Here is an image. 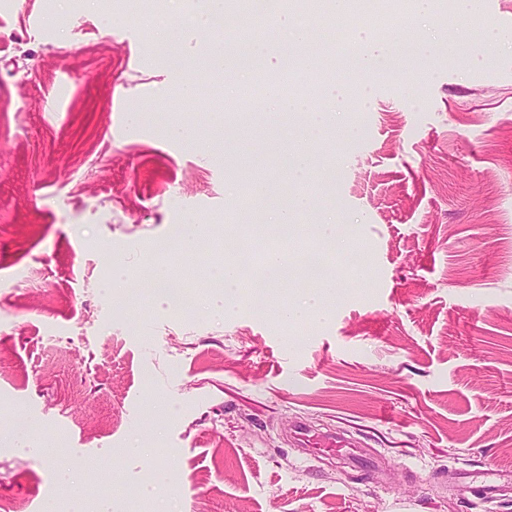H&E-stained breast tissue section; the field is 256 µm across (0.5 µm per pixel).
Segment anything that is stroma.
Segmentation results:
<instances>
[{"instance_id":"35a3bbf8","label":"stroma","mask_w":512,"mask_h":512,"mask_svg":"<svg viewBox=\"0 0 512 512\" xmlns=\"http://www.w3.org/2000/svg\"><path fill=\"white\" fill-rule=\"evenodd\" d=\"M199 7L0 0V512H512V487L457 478L512 472V0L417 17L396 77L364 78L327 134L217 120L265 99L217 100L199 40L177 70L143 23ZM297 22L348 55L329 14ZM299 150L332 167L311 196L360 255L330 319L157 304V248L192 220L224 240L250 196L237 159L282 182ZM300 420L373 468L300 453Z\"/></svg>"}]
</instances>
